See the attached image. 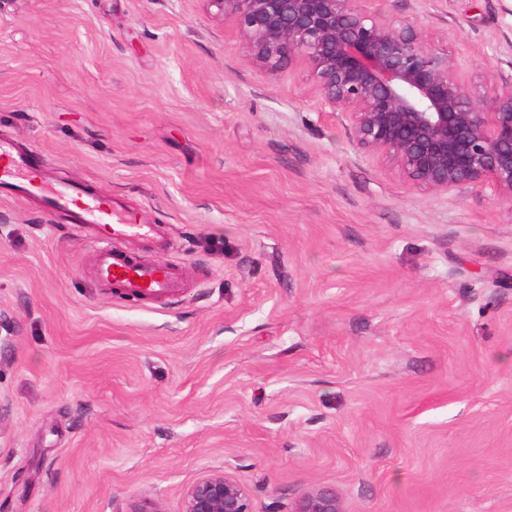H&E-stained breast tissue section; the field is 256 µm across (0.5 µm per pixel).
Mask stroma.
I'll return each instance as SVG.
<instances>
[{"mask_svg":"<svg viewBox=\"0 0 512 512\" xmlns=\"http://www.w3.org/2000/svg\"><path fill=\"white\" fill-rule=\"evenodd\" d=\"M512 91V0H376ZM166 229L176 299L98 286L94 226L0 198V512H112L226 468L253 512H512V201L359 152L208 0H0V137ZM290 512H344V509L336 489L317 487L303 493Z\"/></svg>","mask_w":512,"mask_h":512,"instance_id":"stroma-1","label":"stroma"}]
</instances>
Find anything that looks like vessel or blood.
I'll return each mask as SVG.
<instances>
[{
	"mask_svg": "<svg viewBox=\"0 0 512 512\" xmlns=\"http://www.w3.org/2000/svg\"><path fill=\"white\" fill-rule=\"evenodd\" d=\"M44 166L40 154L20 152L0 139V193L39 197L43 209L69 212L75 223L97 227L103 246L94 255L93 271L99 284L141 300H168L181 291L178 266L137 261L118 248L119 243L132 239L164 242L165 235L158 225L145 223L139 214L126 211L115 199L88 193L81 184L46 187Z\"/></svg>",
	"mask_w": 512,
	"mask_h": 512,
	"instance_id": "b4317fda",
	"label": "vessel or blood"
}]
</instances>
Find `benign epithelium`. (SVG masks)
<instances>
[{"label":"benign epithelium","instance_id":"1","mask_svg":"<svg viewBox=\"0 0 512 512\" xmlns=\"http://www.w3.org/2000/svg\"><path fill=\"white\" fill-rule=\"evenodd\" d=\"M239 31L251 64L274 74L294 60L319 105L345 116L356 146L411 185H486L512 200V93L477 97L415 19L381 21L373 0H208ZM181 512H252L251 493L215 469L184 492ZM290 512H344L336 489L303 493Z\"/></svg>","mask_w":512,"mask_h":512}]
</instances>
